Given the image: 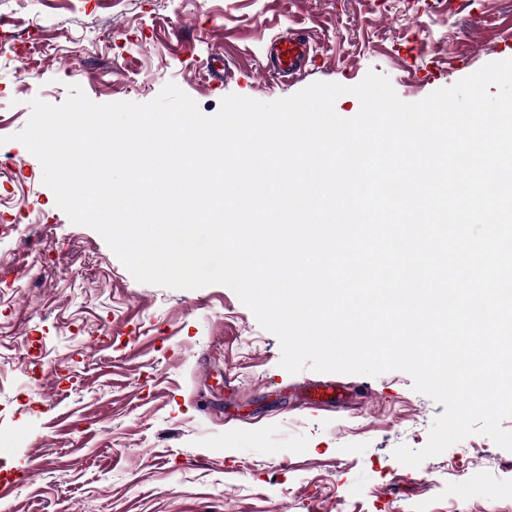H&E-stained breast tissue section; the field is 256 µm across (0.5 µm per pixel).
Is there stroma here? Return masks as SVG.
<instances>
[{
    "mask_svg": "<svg viewBox=\"0 0 512 512\" xmlns=\"http://www.w3.org/2000/svg\"><path fill=\"white\" fill-rule=\"evenodd\" d=\"M294 31L314 62L271 82L267 49ZM46 44L72 75L33 54ZM510 58L512 0H0V512H512V451L486 435L395 458L445 410L409 374H343L363 397L302 408L325 374L283 369L225 285L135 280L13 139L31 99L61 104L73 84L107 104L172 82L211 116L230 94L272 102L371 71L414 103Z\"/></svg>",
    "mask_w": 512,
    "mask_h": 512,
    "instance_id": "35a3bbf8",
    "label": "stroma"
}]
</instances>
